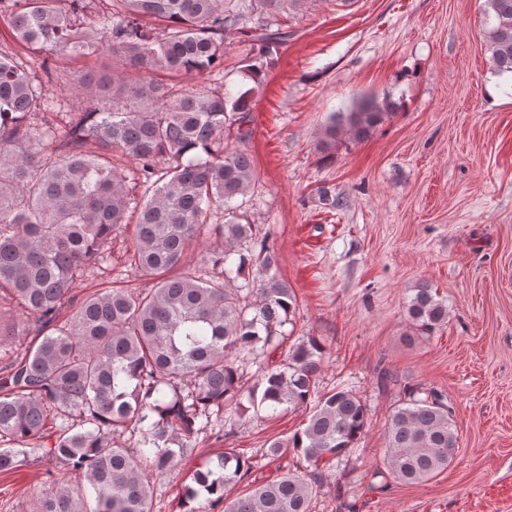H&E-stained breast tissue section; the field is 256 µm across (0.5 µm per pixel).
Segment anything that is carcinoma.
I'll return each mask as SVG.
<instances>
[{
    "mask_svg": "<svg viewBox=\"0 0 512 512\" xmlns=\"http://www.w3.org/2000/svg\"><path fill=\"white\" fill-rule=\"evenodd\" d=\"M92 0H0L13 38L36 52L74 58L109 52L122 62L106 79L85 73L74 85L91 100L66 125L34 124L31 114L56 108L54 94L28 68L0 52V296L21 313L0 312V346L17 334L20 316L56 323L78 278L107 260L116 232L132 228L124 263L158 276L140 291L109 279L73 309L64 325L31 342L0 378V473L19 455L38 453L81 472L85 485L46 493L37 512H154L153 483L187 456L188 442L211 417L243 410L273 417L310 407L304 427L276 439L269 455L307 463L233 499L249 458L226 448L189 470L182 512L205 500L222 512H310L323 465L347 454L364 434L366 404L348 388L319 394L324 345L304 336L274 360L297 309L296 294L273 272L269 232L235 204L254 178L250 156L224 133L246 128L250 91L238 95L200 86L174 96L160 73L224 72L229 29L252 43L243 74L255 79L288 33L273 16L307 0H112L96 26L81 19ZM487 50L495 71L512 74V0H487ZM393 113L364 97L332 117L326 136L366 139ZM131 163L121 173L112 156ZM151 191L130 222V195ZM221 248L207 262L220 275L173 274L212 214ZM252 279L238 285L245 274ZM406 313L409 328L428 336L448 323V305L420 283ZM265 358L252 384L245 358ZM67 423L50 431V417ZM136 437L137 447L123 436ZM459 435L445 395L414 387L387 426L388 474L425 482L448 468ZM95 507L87 508V498Z\"/></svg>",
    "mask_w": 512,
    "mask_h": 512,
    "instance_id": "obj_1",
    "label": "carcinoma"
}]
</instances>
